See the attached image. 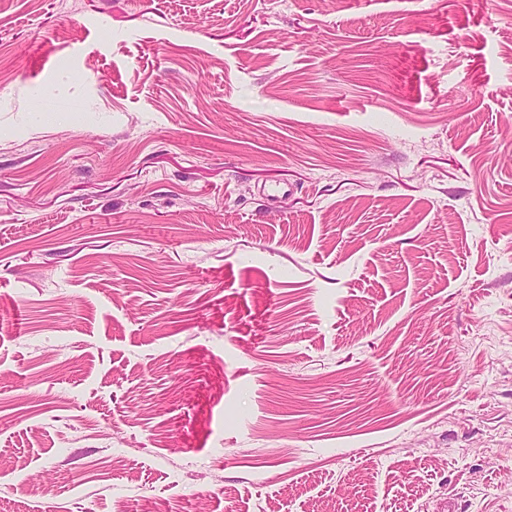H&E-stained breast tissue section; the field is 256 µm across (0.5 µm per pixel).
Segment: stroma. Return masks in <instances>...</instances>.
I'll list each match as a JSON object with an SVG mask.
<instances>
[{"label": "stroma", "mask_w": 512, "mask_h": 512, "mask_svg": "<svg viewBox=\"0 0 512 512\" xmlns=\"http://www.w3.org/2000/svg\"><path fill=\"white\" fill-rule=\"evenodd\" d=\"M148 500L512 512V0H0V512Z\"/></svg>", "instance_id": "1"}]
</instances>
